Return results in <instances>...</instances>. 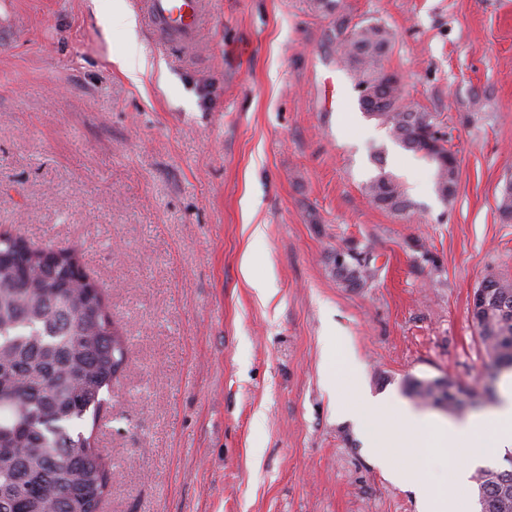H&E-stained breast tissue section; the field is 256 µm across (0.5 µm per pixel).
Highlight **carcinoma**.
Segmentation results:
<instances>
[{"label": "carcinoma", "instance_id": "1", "mask_svg": "<svg viewBox=\"0 0 512 512\" xmlns=\"http://www.w3.org/2000/svg\"><path fill=\"white\" fill-rule=\"evenodd\" d=\"M336 15V53L353 73L359 106L385 125L391 140L434 167L436 193L449 199L457 185V158L430 145L436 116L403 102L398 77L385 70L392 49L379 24L348 27L341 0H313ZM379 173L366 191L379 208L403 213L411 207L399 178L386 170L385 148L375 154ZM44 250L0 232V512H99L112 493V466L101 456L96 430L129 344L112 318L105 289L81 281L75 249L58 250L48 264ZM333 272L345 286L365 284L367 258L349 248ZM472 320L489 358L512 364V281L487 277L477 289ZM458 383L438 386L413 379L408 394L450 411L462 406ZM480 512H512V472L484 468L474 476Z\"/></svg>", "mask_w": 512, "mask_h": 512}]
</instances>
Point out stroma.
Segmentation results:
<instances>
[{"instance_id":"obj_1","label":"stroma","mask_w":512,"mask_h":512,"mask_svg":"<svg viewBox=\"0 0 512 512\" xmlns=\"http://www.w3.org/2000/svg\"><path fill=\"white\" fill-rule=\"evenodd\" d=\"M111 2L9 0L23 29L0 48V230L78 249L129 341L100 512H419L324 380L352 350L372 395L421 411L406 380L449 377L464 414L497 400L471 309L485 277L512 280V0H343L348 25L391 31L385 68L447 131L448 202L361 110L312 0H204L188 50L146 0H125L132 35ZM133 35L139 84L119 66ZM380 145L401 214L365 191ZM349 246L374 258L365 287L332 271Z\"/></svg>"}]
</instances>
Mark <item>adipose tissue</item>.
I'll use <instances>...</instances> for the list:
<instances>
[{"instance_id": "ef3b65f1", "label": "adipose tissue", "mask_w": 512, "mask_h": 512, "mask_svg": "<svg viewBox=\"0 0 512 512\" xmlns=\"http://www.w3.org/2000/svg\"><path fill=\"white\" fill-rule=\"evenodd\" d=\"M359 407L337 400L338 412L356 418L363 427L378 463L402 487L415 491L420 512H459L454 491L469 492L473 471L483 464L491 448L512 447V373L504 374L498 403L491 410L463 420L445 419L412 410L405 403L360 396ZM408 444L418 451L452 449L457 462L448 474V488L425 487L418 470L392 454Z\"/></svg>"}]
</instances>
